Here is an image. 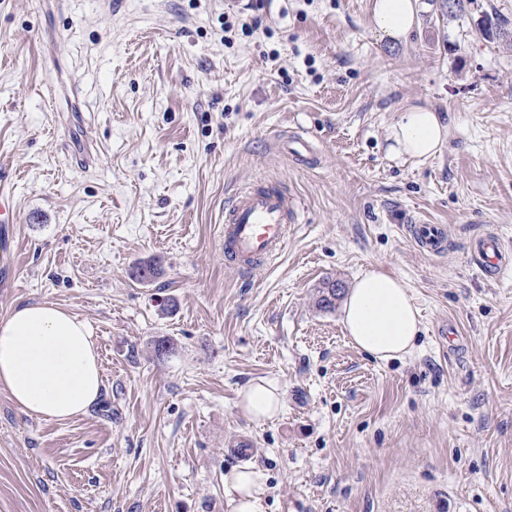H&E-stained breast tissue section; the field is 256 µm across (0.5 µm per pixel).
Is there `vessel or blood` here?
<instances>
[{"label":"vessel or blood","instance_id":"b4317fda","mask_svg":"<svg viewBox=\"0 0 512 512\" xmlns=\"http://www.w3.org/2000/svg\"><path fill=\"white\" fill-rule=\"evenodd\" d=\"M297 214L296 199L276 185H252L237 191L224 206V254L229 263L252 268L280 254L286 244L287 225ZM408 230L420 250L434 255L444 252L445 225L414 219ZM469 251L471 260L490 278L512 265V256L494 236L478 238Z\"/></svg>","mask_w":512,"mask_h":512}]
</instances>
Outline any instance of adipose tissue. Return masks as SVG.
<instances>
[{
	"mask_svg": "<svg viewBox=\"0 0 512 512\" xmlns=\"http://www.w3.org/2000/svg\"><path fill=\"white\" fill-rule=\"evenodd\" d=\"M417 0H374V30L401 40L416 22ZM391 151L426 161L446 142V128L428 108L400 112L391 127ZM349 342L373 359L386 362L409 354L421 331L419 311L403 279L374 268L350 288L341 310ZM103 384L91 326L51 303H25L0 320V388L27 414L67 420L94 404ZM241 405L254 421L282 411L275 380L250 384ZM267 483L258 469L236 468L224 476L228 512H265Z\"/></svg>",
	"mask_w": 512,
	"mask_h": 512,
	"instance_id": "ef3b65f1",
	"label": "adipose tissue"
}]
</instances>
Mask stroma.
<instances>
[{"instance_id": "obj_1", "label": "stroma", "mask_w": 512, "mask_h": 512, "mask_svg": "<svg viewBox=\"0 0 512 512\" xmlns=\"http://www.w3.org/2000/svg\"><path fill=\"white\" fill-rule=\"evenodd\" d=\"M0 0V320L56 304L92 327L103 386L85 414L24 413L0 389V512H225L250 441L266 512H512V267L486 278L470 241L512 250V46L418 0L381 39L373 0ZM421 106L441 153L394 157ZM307 138L315 161L285 144ZM272 180L302 205L280 256L224 259V204ZM448 229L428 256L410 218ZM162 259L150 283L142 258ZM401 277L420 310L410 355L357 350L324 282ZM172 350L156 355L155 340ZM276 380L284 410L240 404ZM241 405L254 421H263L282 411L281 393L273 379H260L241 394Z\"/></svg>"}]
</instances>
